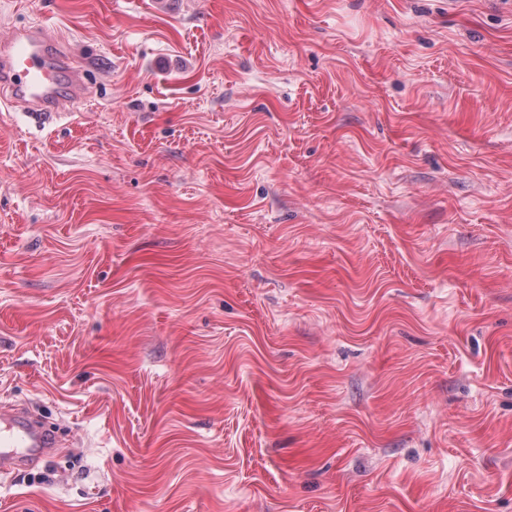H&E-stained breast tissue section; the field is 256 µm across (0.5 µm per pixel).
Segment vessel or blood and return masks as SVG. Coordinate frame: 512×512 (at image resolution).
<instances>
[{
  "label": "vessel or blood",
  "mask_w": 512,
  "mask_h": 512,
  "mask_svg": "<svg viewBox=\"0 0 512 512\" xmlns=\"http://www.w3.org/2000/svg\"><path fill=\"white\" fill-rule=\"evenodd\" d=\"M85 85L58 38L44 25L0 39V102L18 103L36 117L61 112L81 99ZM60 443L39 420L0 407V471L50 458Z\"/></svg>",
  "instance_id": "1"
}]
</instances>
